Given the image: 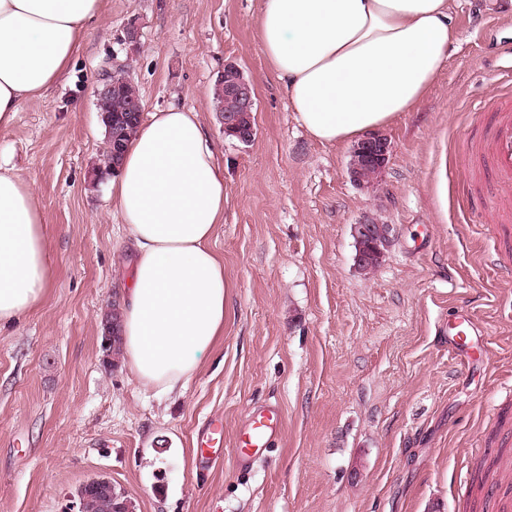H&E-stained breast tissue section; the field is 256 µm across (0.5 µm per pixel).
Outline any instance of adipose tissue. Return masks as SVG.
Returning <instances> with one entry per match:
<instances>
[{
    "mask_svg": "<svg viewBox=\"0 0 512 512\" xmlns=\"http://www.w3.org/2000/svg\"><path fill=\"white\" fill-rule=\"evenodd\" d=\"M452 0H263L256 21L271 73L321 143L355 139L410 110L448 56ZM103 0H0V127L66 71ZM108 198L135 245L122 303L125 357L139 381L182 391L224 330L228 280L212 250L224 169L197 112L141 121ZM44 217L32 186L0 169V327L49 286Z\"/></svg>",
    "mask_w": 512,
    "mask_h": 512,
    "instance_id": "adipose-tissue-1",
    "label": "adipose tissue"
}]
</instances>
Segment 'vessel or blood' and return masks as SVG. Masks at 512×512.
Here are the masks:
<instances>
[{
	"label": "vessel or blood",
	"mask_w": 512,
	"mask_h": 512,
	"mask_svg": "<svg viewBox=\"0 0 512 512\" xmlns=\"http://www.w3.org/2000/svg\"><path fill=\"white\" fill-rule=\"evenodd\" d=\"M463 150L482 155L492 173L497 189L485 199V212L512 222V96L502 98L494 109L489 132L483 140L466 139ZM470 308L459 307L456 323L448 330V348L456 358H465L461 347L463 339L480 336ZM282 430V413L279 407L269 406L249 415L240 432L236 450L238 460H249L266 450ZM197 448L202 463H210L215 448L224 444V421L213 418L197 434Z\"/></svg>",
	"instance_id": "vessel-or-blood-1"
}]
</instances>
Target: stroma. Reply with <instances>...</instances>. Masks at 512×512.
<instances>
[{"mask_svg": "<svg viewBox=\"0 0 512 512\" xmlns=\"http://www.w3.org/2000/svg\"><path fill=\"white\" fill-rule=\"evenodd\" d=\"M260 0H104L62 78L0 128V166L29 182L45 217L44 299L0 329V512H64L103 476L133 512H467L472 472L512 448V223L459 206L494 185L462 138L482 136L512 66V11L455 0L448 58L407 112L383 127L378 185L346 175L351 144L297 121L257 37ZM138 49L122 41L129 19ZM237 63L255 87L250 144L224 136L217 76ZM130 64L145 112L199 113L224 166L212 247L229 280L224 331L182 393L141 383L101 336L130 276L132 245L90 178L104 148L94 90ZM392 224L370 275L351 226ZM473 309L487 353L456 359L448 326ZM278 406L283 431L236 461L248 416ZM224 420V459L204 469L195 437Z\"/></svg>", "mask_w": 512, "mask_h": 512, "instance_id": "stroma-1", "label": "stroma"}]
</instances>
